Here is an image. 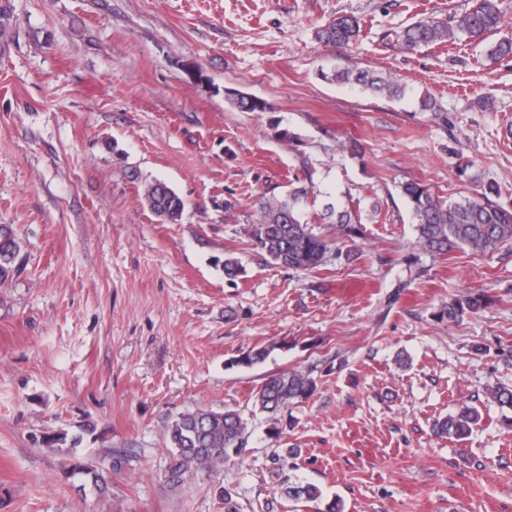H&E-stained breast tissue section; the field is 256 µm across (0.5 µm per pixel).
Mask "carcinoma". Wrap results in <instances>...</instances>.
Returning a JSON list of instances; mask_svg holds the SVG:
<instances>
[{
	"mask_svg": "<svg viewBox=\"0 0 512 512\" xmlns=\"http://www.w3.org/2000/svg\"><path fill=\"white\" fill-rule=\"evenodd\" d=\"M504 11L501 0H471V5L450 18L426 17L414 21L396 33V42L407 52L431 45H455L461 37L484 39L502 30ZM362 19L355 15L338 16L320 32V39L328 44L345 46L355 42L361 33ZM493 60L512 57V37H503L488 50ZM322 79L337 83H354L363 90L398 99L406 87L389 75H379L352 67H337L320 73ZM224 98L242 112H267L262 101L236 89H224ZM416 224L417 244L423 250L444 254L454 247H466L475 252H486L508 242L512 243V206L494 201L498 188L489 184L478 198L447 200L426 184L407 180L399 185ZM306 192L299 190L285 200L261 204L259 222L253 225L252 235L268 260L280 267L312 270L324 262L329 244L301 221L297 204ZM144 200L152 213L174 224L183 215L185 202L170 186L161 181L147 185ZM336 230L340 236L361 237L350 207L336 212ZM23 266L20 238L6 224L0 225V285L13 280ZM489 297L483 292H470L448 301L438 312L440 320L459 321L487 307ZM276 345L254 347L229 362L231 367H254L269 357ZM316 389V382L299 371L272 374L254 391V406L272 419L288 407L308 399ZM490 396L500 407L512 409V388L499 385L490 390ZM481 418L480 412L463 406L454 415L435 421L433 431L439 436L463 439L472 432ZM247 422L235 410H214L198 407L178 414L165 426L164 438L172 448V460L167 484L183 482L189 473L219 472L224 463L239 459L247 443ZM81 442L80 437L46 435L43 446L68 454ZM73 470L83 475L91 485L103 493L106 483L98 467L75 464ZM288 496L295 501L316 502L322 491L313 483L288 487Z\"/></svg>",
	"mask_w": 512,
	"mask_h": 512,
	"instance_id": "cac0c4a2",
	"label": "carcinoma"
}]
</instances>
